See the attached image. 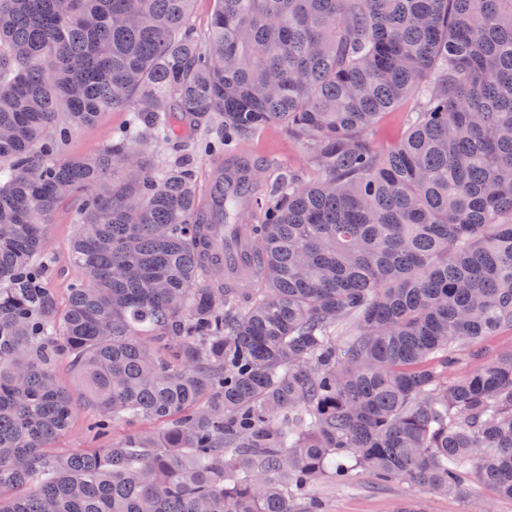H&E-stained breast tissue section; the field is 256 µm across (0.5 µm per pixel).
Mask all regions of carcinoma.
<instances>
[{"mask_svg": "<svg viewBox=\"0 0 512 512\" xmlns=\"http://www.w3.org/2000/svg\"><path fill=\"white\" fill-rule=\"evenodd\" d=\"M192 3L0 0V512H322L310 489L360 472L512 499V351L448 377L512 327V0H217L205 37ZM119 107L99 154H61ZM271 124L312 181L239 157L205 199L147 148L227 155ZM71 199L60 309L40 256ZM63 358L94 437L133 430L48 452ZM411 108V105H406L398 112H390L379 123L375 132L372 135V142L375 149L380 153L385 151L401 134L404 128V113Z\"/></svg>", "mask_w": 512, "mask_h": 512, "instance_id": "cac0c4a2", "label": "carcinoma"}]
</instances>
